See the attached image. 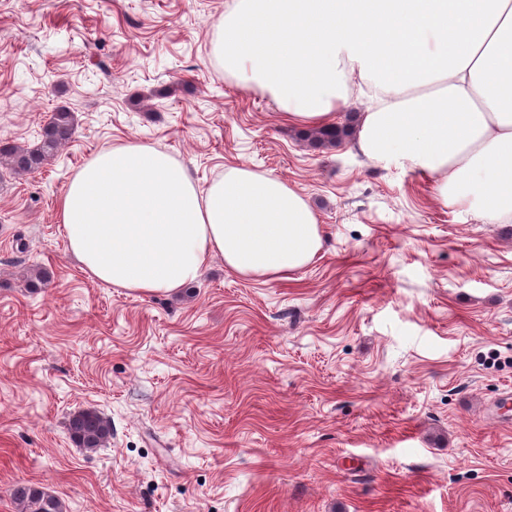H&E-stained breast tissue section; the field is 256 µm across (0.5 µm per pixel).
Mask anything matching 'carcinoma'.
Instances as JSON below:
<instances>
[{"label": "carcinoma", "instance_id": "1", "mask_svg": "<svg viewBox=\"0 0 512 512\" xmlns=\"http://www.w3.org/2000/svg\"><path fill=\"white\" fill-rule=\"evenodd\" d=\"M76 128L75 113L61 108L52 113L43 126L40 143L36 146L1 143L0 162L14 175L35 172L74 139ZM302 136L314 148L335 147L350 136V123L312 129ZM67 431L78 447L95 452L112 438V421L95 410L86 409L68 419ZM11 496L18 512H63L59 498L44 488L18 484Z\"/></svg>", "mask_w": 512, "mask_h": 512}]
</instances>
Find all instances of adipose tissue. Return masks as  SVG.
Instances as JSON below:
<instances>
[{"label":"adipose tissue","instance_id":"obj_1","mask_svg":"<svg viewBox=\"0 0 512 512\" xmlns=\"http://www.w3.org/2000/svg\"><path fill=\"white\" fill-rule=\"evenodd\" d=\"M218 29L225 72L268 92L290 125L337 123L365 84L354 148L429 178L444 206L512 221V0H234ZM59 213L85 272L138 295L175 292L217 256L238 276L289 280L324 240L281 178L234 166L202 190L137 143L89 160Z\"/></svg>","mask_w":512,"mask_h":512}]
</instances>
